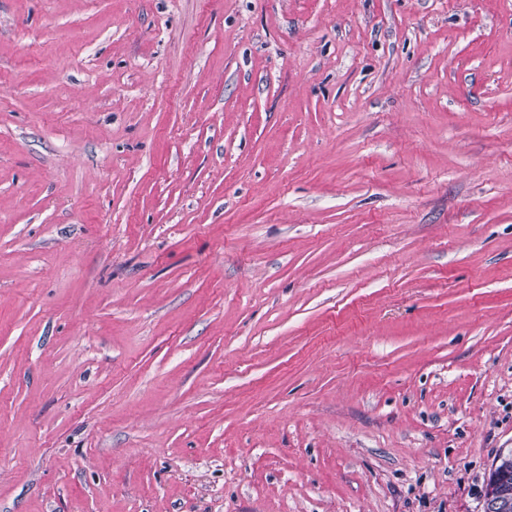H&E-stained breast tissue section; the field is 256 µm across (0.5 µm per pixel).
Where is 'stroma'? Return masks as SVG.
<instances>
[{"label":"stroma","mask_w":512,"mask_h":512,"mask_svg":"<svg viewBox=\"0 0 512 512\" xmlns=\"http://www.w3.org/2000/svg\"><path fill=\"white\" fill-rule=\"evenodd\" d=\"M512 448V0H0V512H483Z\"/></svg>","instance_id":"1"}]
</instances>
